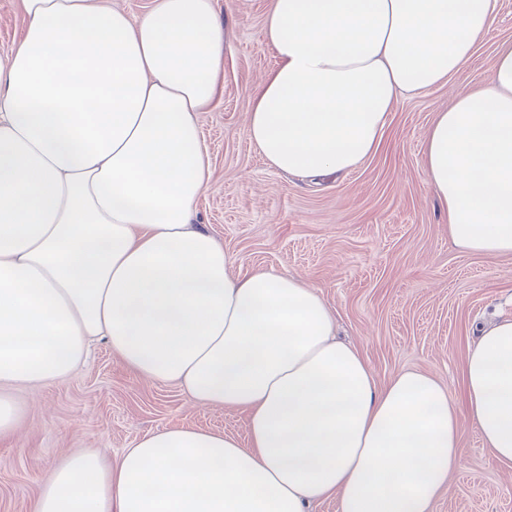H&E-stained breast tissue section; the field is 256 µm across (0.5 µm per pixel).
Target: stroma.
<instances>
[{
    "label": "stroma",
    "instance_id": "obj_1",
    "mask_svg": "<svg viewBox=\"0 0 512 512\" xmlns=\"http://www.w3.org/2000/svg\"><path fill=\"white\" fill-rule=\"evenodd\" d=\"M270 0H216L227 25L224 93L201 116L211 178L196 223L223 244L232 271L256 267L304 279L332 310L379 383L419 369L461 396L467 350L481 323L512 317V255H474L448 238L447 213L426 184L425 134L453 91L487 86L495 53L512 41V0H497L493 29L449 82L406 95L389 114L380 149L356 169L306 179L272 168L250 145L246 111L274 64L261 37ZM22 410L0 442V512H31L52 469L73 451L133 447L188 426L246 440L248 417L200 405L177 385L144 379L103 341L69 377L14 388ZM433 512H512V469L502 468L471 424Z\"/></svg>",
    "mask_w": 512,
    "mask_h": 512
}]
</instances>
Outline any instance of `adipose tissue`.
I'll use <instances>...</instances> for the list:
<instances>
[{"instance_id":"ef3b65f1","label":"adipose tissue","mask_w":512,"mask_h":512,"mask_svg":"<svg viewBox=\"0 0 512 512\" xmlns=\"http://www.w3.org/2000/svg\"><path fill=\"white\" fill-rule=\"evenodd\" d=\"M0 55V386L39 389L104 337L138 376L248 414V440L180 427L119 457L73 454L34 512H432L473 425L512 468V320L482 330L463 404L433 375L379 384L336 338L321 296L265 268L231 271L193 221L211 175L200 116L224 92L214 0H18ZM497 0H271L276 56L251 95V144L277 170L343 173L374 154L402 95L444 85ZM448 234L512 255V42L487 88L453 96L425 135ZM24 19L15 0H0V54L18 42Z\"/></svg>"}]
</instances>
